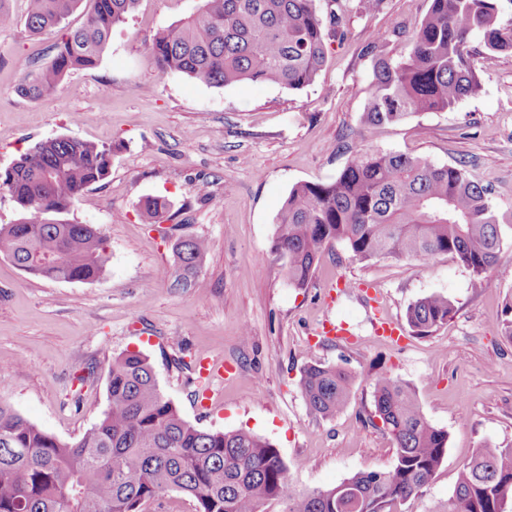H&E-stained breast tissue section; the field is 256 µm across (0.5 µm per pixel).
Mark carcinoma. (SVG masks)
<instances>
[{"label":"carcinoma","instance_id":"carcinoma-1","mask_svg":"<svg viewBox=\"0 0 512 512\" xmlns=\"http://www.w3.org/2000/svg\"><path fill=\"white\" fill-rule=\"evenodd\" d=\"M82 0H27L26 28L59 26ZM83 24L61 35L51 62L26 75L18 91L42 99L75 70L95 66L112 28L140 0H89ZM195 15L161 30L149 44L163 74L215 87L241 82L298 90L313 84L326 62V26L345 35L352 0H331L324 22L316 0H201ZM512 52V18L501 0H429L411 35V50L379 57L362 111L367 125L397 124L420 112H443L478 95L482 77L469 43ZM112 147L68 137L36 144L0 170V189L18 218L0 225V255L25 272L62 282H92L106 270L105 240L92 224L69 218L83 193L110 172ZM168 209L147 201L156 223ZM272 249L287 258L288 282L308 285L322 253L345 244L359 261H427L454 255L487 283L502 276V239L488 189L466 162L434 165L399 152L360 150L325 183L301 182L288 193ZM209 250L202 237L179 238L171 287L202 288L198 269ZM454 303L433 293L412 303L406 323L428 336L448 324ZM353 383L343 366L310 362L300 373L311 413L333 419ZM108 406L76 441L66 442L0 404V512H141L171 492L196 512H402L423 495L448 452V432L424 415L413 386L390 374L373 383L374 416L395 447L392 466L358 472L336 486L291 493L278 450L249 431L208 432L186 421L162 394L149 359L122 352L108 369ZM512 503V448L484 445L462 463L447 512H505Z\"/></svg>","mask_w":512,"mask_h":512}]
</instances>
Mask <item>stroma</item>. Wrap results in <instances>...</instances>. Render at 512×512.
<instances>
[{"mask_svg": "<svg viewBox=\"0 0 512 512\" xmlns=\"http://www.w3.org/2000/svg\"><path fill=\"white\" fill-rule=\"evenodd\" d=\"M13 23L0 27V169L57 137L112 147V169L76 203L75 221L95 225L109 262L97 282H57L0 256V403L61 440L83 435L108 404L107 371L124 351L146 355L164 396L200 429H248L270 441L291 491L326 489L394 461V445L371 424L373 381L409 382L426 418L448 432V453L422 497L405 512H443L460 465L480 446H512V341L498 326L512 278L485 285L451 255L352 258L326 250L309 285L289 284L272 250L274 219L293 185L332 180L360 149L407 153L442 166L465 161L490 191L512 265V55L488 54L472 38L483 88L447 112L364 126L376 58L410 50L428 0H381L353 12L343 42L327 46L314 84L214 87L160 73L146 50L155 35L194 14L200 0H140L113 29L97 65L71 72L46 99L20 96L22 72L52 60L57 32L25 28L26 0H0ZM164 199L170 220L140 210ZM202 236L204 286L176 291L172 244ZM384 313L404 321L417 299L440 293L456 311L431 335L399 343L374 337L362 286ZM353 337L319 336L324 317ZM185 368L172 361L173 341ZM203 357L234 368L213 380L208 408L195 404ZM339 364L354 376L349 402L331 420L312 415L299 387L307 362ZM94 370L95 379L75 378Z\"/></svg>", "mask_w": 512, "mask_h": 512, "instance_id": "stroma-1", "label": "stroma"}]
</instances>
